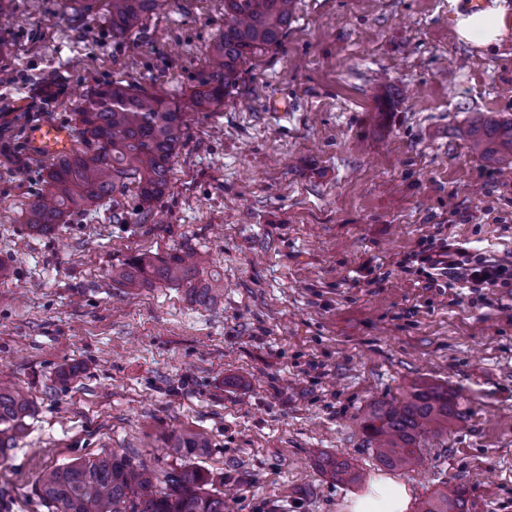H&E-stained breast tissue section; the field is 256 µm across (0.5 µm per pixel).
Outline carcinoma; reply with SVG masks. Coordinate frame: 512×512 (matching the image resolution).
I'll return each mask as SVG.
<instances>
[{"label": "carcinoma", "mask_w": 512, "mask_h": 512, "mask_svg": "<svg viewBox=\"0 0 512 512\" xmlns=\"http://www.w3.org/2000/svg\"><path fill=\"white\" fill-rule=\"evenodd\" d=\"M80 14L106 17L112 40L121 42L142 29L168 0H70ZM295 0H224V29L213 41L210 72L177 105L144 87L114 80L85 96L76 113L83 141L91 149L52 160L46 168V193L27 211L26 224L41 234L69 219L98 209L106 201L120 205L129 197L137 208L120 217L142 216L170 183L172 160L183 144L187 112H214L235 87L241 66L251 56L277 46L288 32ZM471 149L492 160L512 157V118L480 112L468 129ZM207 258L193 250L165 257L141 255L112 268V283L129 289L155 283L187 288L199 304L214 300L217 289L199 284ZM32 405L0 372V459L23 432ZM460 416L455 394L429 382H415L399 399L368 405L363 428L375 441L379 463L389 469L417 465L423 441L448 429ZM168 467L116 452L44 470L37 493L51 512H224V492L191 459L202 456L208 442L182 431L165 438ZM321 470L332 479L356 484L362 474L348 460L322 456ZM469 488L440 490L419 503L417 512H468Z\"/></svg>", "instance_id": "1"}]
</instances>
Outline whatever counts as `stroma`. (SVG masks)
Wrapping results in <instances>:
<instances>
[{
    "mask_svg": "<svg viewBox=\"0 0 512 512\" xmlns=\"http://www.w3.org/2000/svg\"><path fill=\"white\" fill-rule=\"evenodd\" d=\"M471 0H296L282 43L245 64L219 112L188 115L165 194L144 220L111 206L47 235L26 223L48 158L90 88L122 79L185 104L224 0H175L116 43L102 15L14 0L0 26V369L33 411L0 462V512H48L47 468L116 451L163 467L164 437L210 447L230 512H345L376 477L412 502L466 484L469 512H512V287H426L404 271L426 237L512 266V168L472 151L474 113L512 116V35L460 41ZM285 103L276 112L272 102ZM192 247L220 276L113 285L115 266ZM457 394L422 467L378 463L361 417L409 383ZM345 458L364 480L318 466ZM33 148L47 156L66 153L73 146L70 130L59 124L42 125L31 132Z\"/></svg>",
    "mask_w": 512,
    "mask_h": 512,
    "instance_id": "stroma-1",
    "label": "stroma"
}]
</instances>
